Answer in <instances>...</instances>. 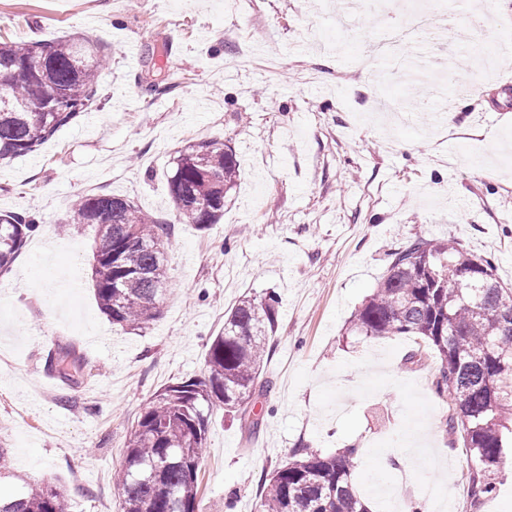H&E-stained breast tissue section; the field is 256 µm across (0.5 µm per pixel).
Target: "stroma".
Returning a JSON list of instances; mask_svg holds the SVG:
<instances>
[{"label": "stroma", "instance_id": "stroma-1", "mask_svg": "<svg viewBox=\"0 0 512 512\" xmlns=\"http://www.w3.org/2000/svg\"><path fill=\"white\" fill-rule=\"evenodd\" d=\"M0 39L85 35L108 57L101 101L39 150L0 166V212L38 230L0 276V448L29 481L65 489L71 512H121L112 472L131 425L163 385L202 375L208 344L243 296L279 298L256 403L259 431L214 407L199 474L202 512H255L262 471L305 443L356 445L357 493L405 480L422 512H512V447L498 496L472 508L463 445L442 422L438 360L412 336L351 329L392 249L454 236L512 284V0H443L435 39L455 82L363 73L392 18L387 0H11ZM496 20L473 28L474 13ZM167 55H153L156 47ZM471 99L444 107L456 82ZM202 140L232 146L240 180L218 224H176L160 317L125 330L100 310L90 227H58L83 194L133 201L173 222L167 174ZM64 347L82 373L48 377Z\"/></svg>", "mask_w": 512, "mask_h": 512}]
</instances>
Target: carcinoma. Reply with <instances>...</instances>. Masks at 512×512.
Wrapping results in <instances>:
<instances>
[{"instance_id": "1", "label": "carcinoma", "mask_w": 512, "mask_h": 512, "mask_svg": "<svg viewBox=\"0 0 512 512\" xmlns=\"http://www.w3.org/2000/svg\"><path fill=\"white\" fill-rule=\"evenodd\" d=\"M107 64L81 36L53 43L0 41V163L31 154L78 122L97 101L98 72ZM240 161L226 144H190L174 161L168 192L175 219L206 230L224 217ZM96 229L93 286L112 324L141 329L161 315L169 282L165 253L175 225L161 224L132 201L111 194L80 197L60 227ZM38 229L35 219L0 214V272L15 261ZM277 296H245L224 319L205 355L202 376L159 389L131 428L124 463L115 475L121 512H201L200 462L210 410L250 413L254 397L272 382L261 377L278 326ZM368 337L417 336L440 363L434 389L450 396L442 426L461 434L472 467L469 496L479 504L496 496L506 434L512 422V286L490 257H478L453 237L416 238L390 256L377 288L352 317ZM47 370L64 377L85 363L60 348ZM359 449L334 454L301 443L288 461L263 473L256 512H368L352 482ZM67 496L27 481L0 494V512H69Z\"/></svg>"}]
</instances>
